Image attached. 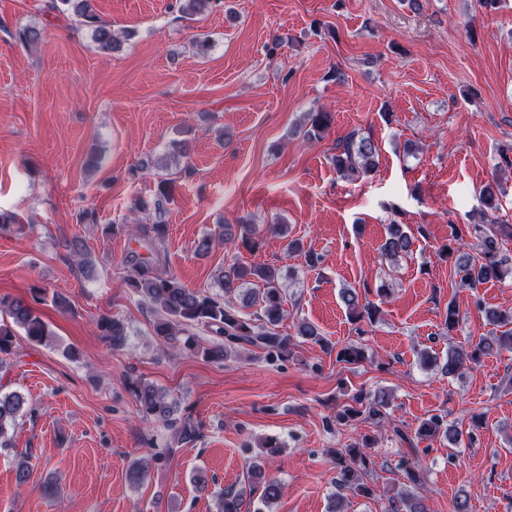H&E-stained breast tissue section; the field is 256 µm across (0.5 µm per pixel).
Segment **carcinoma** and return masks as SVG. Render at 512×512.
Segmentation results:
<instances>
[{
    "mask_svg": "<svg viewBox=\"0 0 512 512\" xmlns=\"http://www.w3.org/2000/svg\"><path fill=\"white\" fill-rule=\"evenodd\" d=\"M220 3L222 0H175L182 19L208 15ZM47 8L57 16H75L98 50L104 53L121 50L123 40L120 34L98 16L90 0H49ZM43 33L41 28L24 25L17 27L10 37L17 44L31 47L41 41ZM307 117L309 127L304 131V136L308 140L322 137L332 122L328 112H309ZM378 157V145L371 138L354 132L338 143L332 163L337 174L356 181L375 170ZM152 166L161 171L174 167L181 173H190L187 144L183 141L172 142L171 150L157 165L141 163L145 169ZM171 200L172 183L162 179L151 199H138L130 206L133 214L131 221L146 242L156 243L166 237L168 226L165 212ZM480 200L483 206L482 221L468 226L469 236L476 239V254L469 252L470 243L459 233L454 235L453 244L446 245L440 251V256L454 259L460 284L472 289L512 274V266H506L502 255L503 237L508 235L509 225L503 223L500 216L501 203L496 184H487L481 191ZM224 241L250 253L259 251L262 246L259 226L249 221L224 225ZM412 254L413 239L403 225L396 222L389 224L387 236L380 246V256L396 263ZM125 265V281L139 301L156 314L155 336L170 347L176 348L182 342L189 351L214 362H222L237 354L244 345L261 349L270 362L283 361L291 353L294 345L292 335L279 331L280 325L288 318V310L285 308L284 277L281 268L276 265L248 264L235 257L216 276L215 282L221 288L219 293L189 288L174 273L150 267L137 254L127 256ZM30 294L29 302L0 299V311L10 318L8 322L0 320V354L11 352L17 328L37 344L51 341L53 332L35 308L45 300V289L33 288ZM341 297L352 322L373 324L380 320L379 306L366 297H359L356 290L345 288ZM248 308L255 309V312H246ZM485 315L489 322L500 328V335L478 342L470 351L461 347L449 350L441 366L442 372L453 375L466 363L476 362L481 355L496 348L512 350V311L487 310ZM96 328L99 335L114 348L122 347L129 336L124 321L112 316L98 318ZM198 329L212 335L208 345L203 346L195 339ZM336 359L357 364L365 359V351L359 344L347 343L338 349ZM135 397L143 416L165 420L168 426L175 427L174 443H189L200 437V427L189 419L174 426V422L170 421V405L165 395L153 385L144 382L136 384ZM25 404L22 394L16 391L5 393L0 387V454H14L16 481L20 485L29 482L32 469L28 455L13 451L8 433L15 429ZM388 405L387 393L361 390L352 397V403L336 411V425L353 428L363 420L379 419ZM441 436L455 443L461 433L438 414L424 420L417 431V438L421 440L431 441ZM371 447V439L363 435L347 447L336 449L337 492L331 512H341L344 491H353L360 496L372 494V489L364 482V476L374 468L372 455L368 452ZM247 474L250 478L249 498H244L242 491L222 489L216 493L219 512H270V504L280 497L281 484L266 477L262 468L255 463L249 465ZM388 505V512H426L422 499L406 490L392 493Z\"/></svg>",
    "mask_w": 512,
    "mask_h": 512,
    "instance_id": "carcinoma-1",
    "label": "carcinoma"
}]
</instances>
